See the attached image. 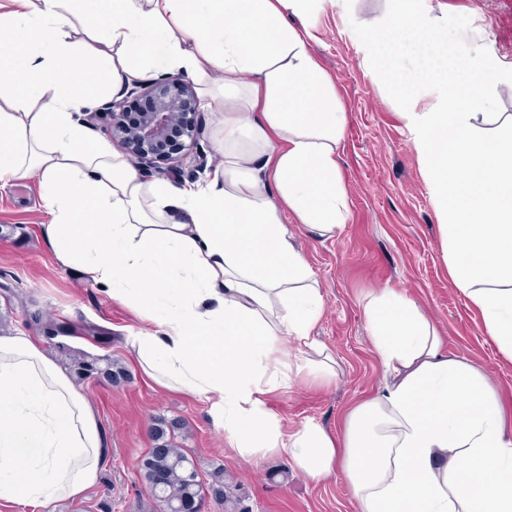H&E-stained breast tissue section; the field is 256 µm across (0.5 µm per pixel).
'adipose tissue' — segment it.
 I'll return each instance as SVG.
<instances>
[{
  "instance_id": "obj_1",
  "label": "adipose tissue",
  "mask_w": 512,
  "mask_h": 512,
  "mask_svg": "<svg viewBox=\"0 0 512 512\" xmlns=\"http://www.w3.org/2000/svg\"><path fill=\"white\" fill-rule=\"evenodd\" d=\"M15 2L0 13V182L38 177L49 248L147 322L128 338L135 368L205 403L239 456L282 457L316 480L343 470L359 512H512V419L395 291L366 309L390 381L341 434L312 421L283 431L269 408L292 376L333 374L306 356L325 298L284 221L331 234L349 208L346 116L295 22L309 0ZM149 72H217L242 92L206 185L144 182L77 122L114 81ZM106 454L94 407L42 340L0 334V503L56 512L96 483Z\"/></svg>"
}]
</instances>
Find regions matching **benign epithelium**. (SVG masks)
I'll return each mask as SVG.
<instances>
[{
	"instance_id": "benign-epithelium-1",
	"label": "benign epithelium",
	"mask_w": 512,
	"mask_h": 512,
	"mask_svg": "<svg viewBox=\"0 0 512 512\" xmlns=\"http://www.w3.org/2000/svg\"><path fill=\"white\" fill-rule=\"evenodd\" d=\"M197 115L194 88L178 76H165L144 88L134 86L106 103L103 111L107 136L138 169L178 163L199 133Z\"/></svg>"
}]
</instances>
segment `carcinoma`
Wrapping results in <instances>:
<instances>
[{
  "label": "carcinoma",
  "mask_w": 512,
  "mask_h": 512,
  "mask_svg": "<svg viewBox=\"0 0 512 512\" xmlns=\"http://www.w3.org/2000/svg\"><path fill=\"white\" fill-rule=\"evenodd\" d=\"M58 353L70 364L78 380L87 379V370L95 368L108 383L119 384L128 378L125 368L109 357L92 356L67 345L57 347ZM181 429L178 421L156 420L153 433L155 448L146 456V463L139 468L142 481L147 485L154 503L155 512H179L182 504L196 501L204 504L206 495L227 505L234 512L236 503L224 489V468L217 467L209 473V482L190 480L188 468L198 469L186 449L172 444L176 431Z\"/></svg>",
  "instance_id": "carcinoma-1"
}]
</instances>
